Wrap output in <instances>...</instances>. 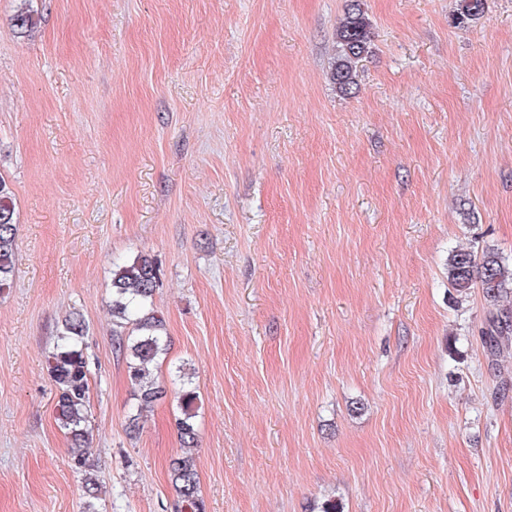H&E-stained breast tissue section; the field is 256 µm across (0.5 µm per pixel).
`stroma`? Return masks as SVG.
I'll list each match as a JSON object with an SVG mask.
<instances>
[{
	"label": "stroma",
	"instance_id": "stroma-1",
	"mask_svg": "<svg viewBox=\"0 0 512 512\" xmlns=\"http://www.w3.org/2000/svg\"><path fill=\"white\" fill-rule=\"evenodd\" d=\"M0 0V512H85L46 369L80 313L97 512H173L186 371L206 512H512V349L452 250L512 264V0ZM161 266L167 395L113 348L112 268ZM362 0H349L337 29V53L330 76L336 90L345 96L357 89L356 63L370 52V21ZM17 218L13 192L0 176V290L9 288L16 259ZM482 337L490 355L500 353L512 342V317L507 312L489 316Z\"/></svg>",
	"mask_w": 512,
	"mask_h": 512
}]
</instances>
